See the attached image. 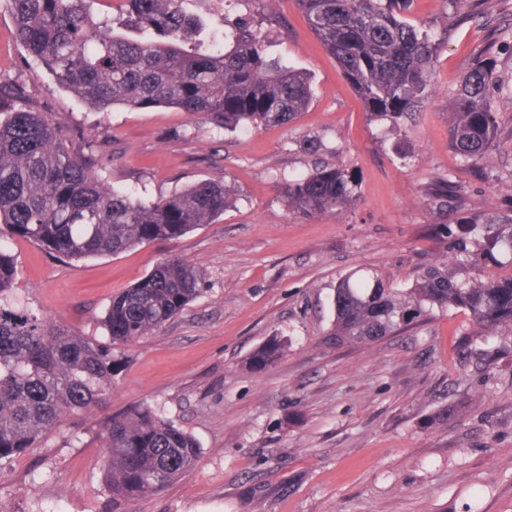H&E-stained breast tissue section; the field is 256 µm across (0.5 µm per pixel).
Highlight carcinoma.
<instances>
[{"label":"carcinoma","instance_id":"cac0c4a2","mask_svg":"<svg viewBox=\"0 0 512 512\" xmlns=\"http://www.w3.org/2000/svg\"><path fill=\"white\" fill-rule=\"evenodd\" d=\"M129 17L151 30L142 41L117 35L112 18H97L91 0H10L15 37L27 59L86 106H173L205 116L226 130L249 131L290 123L312 100L311 80L268 58L261 30L242 21L205 43L200 16L186 0H127ZM323 48L373 121L389 124L408 152L406 123L436 87L431 63L439 43L408 18L411 0H296ZM497 83L491 59L478 60L448 111L450 143L477 164L494 147L498 127L487 104ZM97 145L75 142L63 126L0 79V482L10 462L26 455L63 421L96 427L106 449L104 484L112 504L130 506L191 472L202 451L188 432L161 418L145 402L104 413L115 373L130 347L180 314L201 293L202 274L171 255L143 278L112 296L101 318L105 345L21 304L11 243L24 240L56 257L83 261L159 240L178 239L224 213L235 190L222 176L202 180L145 205L107 184L97 172ZM349 169L317 167L288 181L287 210L306 218L339 215L354 201ZM456 195L444 177L431 182L427 199L441 207ZM426 233L444 253L407 288L358 270L335 288L334 318L326 341L338 347L369 345L408 331L435 310L470 312L474 329L462 354L476 343L512 335V224H429ZM274 336L245 365L260 371L285 353Z\"/></svg>","mask_w":512,"mask_h":512}]
</instances>
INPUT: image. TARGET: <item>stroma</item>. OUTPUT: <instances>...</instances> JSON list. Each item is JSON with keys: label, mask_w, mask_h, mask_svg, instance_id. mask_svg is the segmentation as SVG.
I'll list each match as a JSON object with an SVG mask.
<instances>
[{"label": "stroma", "mask_w": 512, "mask_h": 512, "mask_svg": "<svg viewBox=\"0 0 512 512\" xmlns=\"http://www.w3.org/2000/svg\"><path fill=\"white\" fill-rule=\"evenodd\" d=\"M224 17L260 21L270 55L310 76L312 102L290 124L229 132L168 106L92 111L26 64L0 0V78L64 120L68 137L94 134L105 181L146 204L219 174L235 189L224 214L176 240L79 262L13 246L31 307L99 340L112 295L166 255L203 275L200 296L128 349L112 383L109 411L146 402L202 449L194 470L132 512H512V348L478 376L459 354L473 327L461 309L369 346L324 339L341 276L374 269L399 288L442 253L426 225L474 213L512 224V0H488L463 24L446 0H413L410 19L430 27L441 49L436 92L404 156L368 119L296 0H279L267 18L260 0H232ZM486 48L502 82L489 93L499 137L472 165L449 145L448 109ZM310 140L318 153L306 151ZM327 164L355 173L354 204L311 220L289 213L279 184ZM440 176L459 187L445 208L424 197ZM274 335L289 339L285 355L259 372L245 368ZM451 403L461 415L429 425ZM105 461L89 423L68 420L12 462L0 512H112Z\"/></svg>", "instance_id": "stroma-1"}]
</instances>
